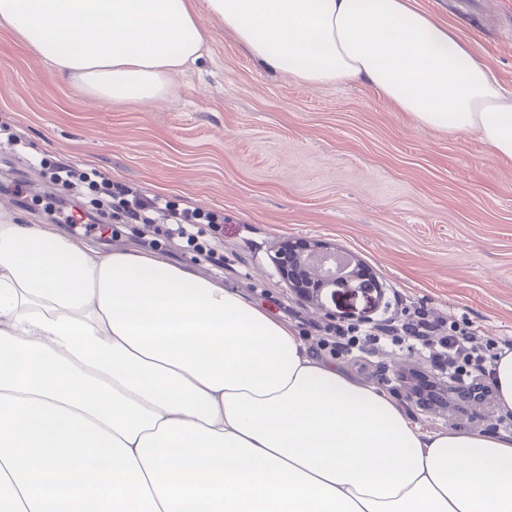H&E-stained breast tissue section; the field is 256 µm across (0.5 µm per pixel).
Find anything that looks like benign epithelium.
Masks as SVG:
<instances>
[{"instance_id": "obj_1", "label": "benign epithelium", "mask_w": 512, "mask_h": 512, "mask_svg": "<svg viewBox=\"0 0 512 512\" xmlns=\"http://www.w3.org/2000/svg\"><path fill=\"white\" fill-rule=\"evenodd\" d=\"M277 264L282 277L294 285L298 299L313 306L320 304L322 290L345 286L361 275L358 258L320 243L285 250Z\"/></svg>"}]
</instances>
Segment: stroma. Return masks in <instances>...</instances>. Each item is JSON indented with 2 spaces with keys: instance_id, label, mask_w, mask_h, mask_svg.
Wrapping results in <instances>:
<instances>
[{
  "instance_id": "1",
  "label": "stroma",
  "mask_w": 512,
  "mask_h": 512,
  "mask_svg": "<svg viewBox=\"0 0 512 512\" xmlns=\"http://www.w3.org/2000/svg\"><path fill=\"white\" fill-rule=\"evenodd\" d=\"M413 2L456 28L512 92V0ZM204 25L207 51L171 75L166 102L101 105L0 28V209L63 234L67 226L54 223L42 201L101 212L111 247L152 239L154 254L219 274L275 316L296 309L300 335L326 357L321 328L401 323L419 312L512 342V160L493 157L474 136L417 125L365 85L296 83L252 61L219 19ZM60 163L165 196L181 210L223 213V224L202 225L198 242L223 239V270L197 260V244L169 238L165 225L147 229L118 205L100 207V186L53 181ZM312 240L357 256L379 290L339 286L323 292L320 307L301 304L270 254ZM334 358L427 427L495 434L507 422L493 402L477 417L462 401L446 410L420 406L400 385L399 369L435 382L441 374L407 346Z\"/></svg>"
}]
</instances>
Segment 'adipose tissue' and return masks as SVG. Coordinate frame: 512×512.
<instances>
[{"label": "adipose tissue", "mask_w": 512, "mask_h": 512, "mask_svg": "<svg viewBox=\"0 0 512 512\" xmlns=\"http://www.w3.org/2000/svg\"><path fill=\"white\" fill-rule=\"evenodd\" d=\"M207 16L512 160V93L412 0H0L101 104L167 98ZM0 512H512V435L426 429L221 280L0 210Z\"/></svg>", "instance_id": "obj_1"}]
</instances>
